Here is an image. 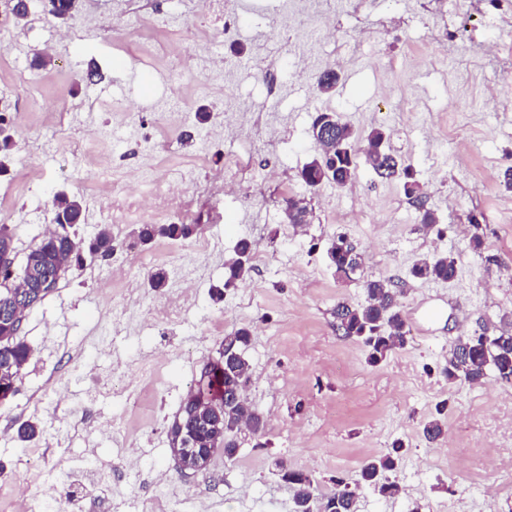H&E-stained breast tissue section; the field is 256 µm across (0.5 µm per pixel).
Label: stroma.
<instances>
[{"label":"stroma","mask_w":512,"mask_h":512,"mask_svg":"<svg viewBox=\"0 0 512 512\" xmlns=\"http://www.w3.org/2000/svg\"><path fill=\"white\" fill-rule=\"evenodd\" d=\"M138 0H81L71 26L79 36L58 38L60 24L34 0L25 24H0V84L23 83L35 52L52 46L40 92L24 113L8 110L15 146L0 174V224L14 234L18 257L37 244L53 219L57 192L80 196L86 221L77 238H93L106 223V185L80 164L88 149L84 130L106 131V161L127 169L142 186L151 167H140L137 138L149 137L153 160L172 164L202 160L182 190L191 199L186 223L199 235L159 239L162 266L193 269L186 320L161 328L136 308L114 316L97 283L109 260L68 272L44 304L26 318L21 335L33 355L18 392L0 407V512H15L10 488L58 485L54 512H95L117 499L133 501L163 484L177 500L208 504V512H293V488L279 462L311 473L321 493L337 481L354 484L361 464L402 442L390 479L393 496L358 492L357 512H512V423L505 413L512 386L487 377L481 384L451 383L442 369L459 336L480 328L512 333V0H333L335 34L323 36L318 16L302 14L287 25H269L262 0H231L241 39L216 41L223 71L200 70L197 33L205 25L204 0H154V8L182 13L172 32L152 26ZM126 24L112 25L115 10ZM96 26L82 29L86 16ZM301 43L314 69L343 59L336 87L319 93L291 62ZM154 47L158 63L142 54ZM102 80L88 82L89 61ZM129 104L131 119L112 114ZM208 106L213 121L194 127L191 148L170 134V112ZM249 109L275 131L279 143L260 138L219 140L215 125L229 109ZM334 112L357 136L385 127L387 150L410 164L422 187L405 195L400 181L378 177L359 161L345 187L309 188L302 168L320 153L311 136L317 113ZM305 199L307 224H288L283 191ZM437 218L422 224L423 211ZM345 235L363 254L360 279L335 276L327 249ZM481 250H473L472 236ZM251 240L265 259L240 288L216 300L226 263L240 239ZM456 262L453 281L413 278L424 256ZM390 278L402 293L408 343L372 365L364 345L339 336L338 302L364 303V278ZM445 295L439 319L423 325V299ZM252 329L245 352L251 381L247 397L263 415H275L263 436H238L233 459L215 455L204 476H186L169 449L167 426L203 365L218 355L225 334ZM173 354L162 385L142 393L138 407L104 390L113 367L139 369L143 359ZM448 431L437 442L422 428L439 406ZM94 412L93 425L81 418ZM124 417L138 437L131 475L115 487L111 470L125 460L112 437V420ZM39 419L44 434L31 441L20 424Z\"/></svg>","instance_id":"stroma-1"}]
</instances>
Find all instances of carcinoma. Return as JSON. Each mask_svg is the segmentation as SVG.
Wrapping results in <instances>:
<instances>
[{"instance_id": "cac0c4a2", "label": "carcinoma", "mask_w": 512, "mask_h": 512, "mask_svg": "<svg viewBox=\"0 0 512 512\" xmlns=\"http://www.w3.org/2000/svg\"><path fill=\"white\" fill-rule=\"evenodd\" d=\"M79 9V0H44V12L61 23L72 18ZM330 119L335 134L332 148L321 149L320 156L309 162L301 171V178L315 188L324 182L338 187L346 186L355 177L357 158L364 155L370 167L383 178H398L408 196H419L421 187L415 180L411 168L400 163L385 149L388 138L382 127L372 129L365 144L333 112H320L313 125ZM54 222L62 231L56 236H46L26 254L24 267L39 266L45 271L64 279L72 268H81L93 255L112 256L122 248L123 241L114 237L108 227L84 242L71 235L69 229L85 220V207L76 195L59 192L54 196ZM288 223L305 224L308 209L302 201L290 197L285 203ZM197 230L195 224H141L134 231L135 243L146 246L158 237L173 240L185 239ZM253 243L239 242L236 257L227 263L224 284L215 289L221 299L224 292L247 282L253 270L251 255ZM331 265L340 278H351L363 264L362 254L344 236H338L328 250ZM410 273L417 279L450 282L455 278L456 265L453 258L434 255L416 260ZM17 275L9 269L0 270V313L16 301L18 289L14 288ZM366 301L356 306L345 302L336 305L334 314L336 330L346 338L361 341L367 348L368 360L377 364L407 344L406 322L400 309V291L385 277L371 278L365 282ZM13 324L8 316L0 321V389L16 394L23 366L27 363L31 349L20 336H12ZM250 341V330L240 327L224 336V344L218 359L205 364L196 380L191 394L195 400H183L168 426L170 448H222L224 457L236 455L239 424L248 425L255 434L265 429L263 417L250 405L247 397L238 399L236 405L219 417L213 404L222 401V395L234 388L246 389L251 381L249 364L244 352ZM455 359L442 370L452 383L464 379L479 384L488 374L500 382L512 384V334H474L458 339ZM445 433L443 411L428 420L423 426V435L434 440ZM402 445L395 444L391 451L364 462L359 469L358 483L381 495L393 496L398 486L391 482L388 473L399 461ZM282 478L294 486V496L309 503L310 512H356V493L349 490L343 481H336V491L329 495L318 493L313 476L302 470H286Z\"/></svg>"}]
</instances>
